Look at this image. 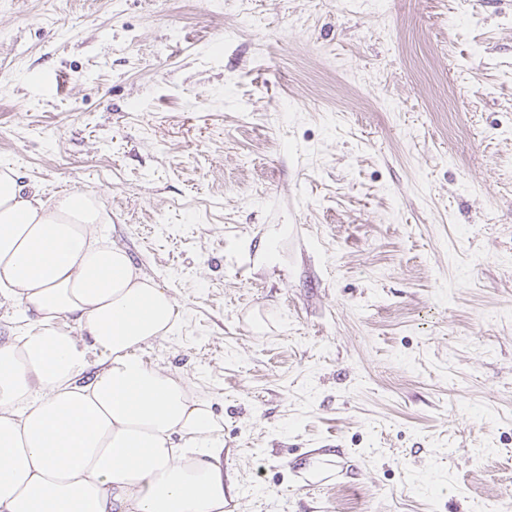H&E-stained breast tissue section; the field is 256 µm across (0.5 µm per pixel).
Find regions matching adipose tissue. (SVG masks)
Instances as JSON below:
<instances>
[{
  "label": "adipose tissue",
  "mask_w": 512,
  "mask_h": 512,
  "mask_svg": "<svg viewBox=\"0 0 512 512\" xmlns=\"http://www.w3.org/2000/svg\"><path fill=\"white\" fill-rule=\"evenodd\" d=\"M73 192L46 206L0 170V512H224V419L141 351L181 307ZM102 358L91 363L87 349Z\"/></svg>",
  "instance_id": "ef3b65f1"
}]
</instances>
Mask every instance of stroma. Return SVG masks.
Listing matches in <instances>:
<instances>
[{"instance_id":"35a3bbf8","label":"stroma","mask_w":512,"mask_h":512,"mask_svg":"<svg viewBox=\"0 0 512 512\" xmlns=\"http://www.w3.org/2000/svg\"><path fill=\"white\" fill-rule=\"evenodd\" d=\"M1 165L182 306L235 512L512 491V0H0Z\"/></svg>"}]
</instances>
